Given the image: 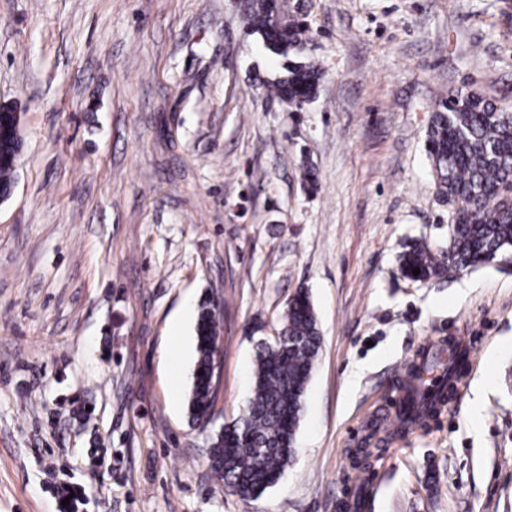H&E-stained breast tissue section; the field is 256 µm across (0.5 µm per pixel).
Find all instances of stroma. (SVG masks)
<instances>
[{
	"label": "stroma",
	"instance_id": "35a3bbf8",
	"mask_svg": "<svg viewBox=\"0 0 512 512\" xmlns=\"http://www.w3.org/2000/svg\"><path fill=\"white\" fill-rule=\"evenodd\" d=\"M291 2L323 72L298 112L267 94L286 61L246 0H0L23 137L0 203V512H512V263L416 282L398 261L448 243L426 152L441 101L512 108V0ZM300 289L321 351L293 458L246 501L188 418L196 320L176 366L171 323L221 301L228 423ZM442 336L471 352L459 394L379 441Z\"/></svg>",
	"mask_w": 512,
	"mask_h": 512
}]
</instances>
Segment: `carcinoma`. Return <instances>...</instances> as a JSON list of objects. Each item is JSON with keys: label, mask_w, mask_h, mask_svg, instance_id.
<instances>
[{"label": "carcinoma", "mask_w": 512, "mask_h": 512, "mask_svg": "<svg viewBox=\"0 0 512 512\" xmlns=\"http://www.w3.org/2000/svg\"><path fill=\"white\" fill-rule=\"evenodd\" d=\"M243 26L261 36L276 55L304 54L311 34L294 15L277 12L269 0H250ZM321 70L291 61L287 75L268 86L280 102L311 101ZM438 195L453 206L448 247L432 251L410 244L400 255L401 274L414 281L492 263L512 252V111L476 92L458 93L441 102L427 134ZM420 269L413 275V269ZM219 311L214 300L197 314L196 360L188 398L189 418L209 423L216 387L214 363L220 355ZM282 346L259 344L253 362L252 396L241 415L206 436L209 468L215 478L248 501L275 485L294 454L304 412V396L321 348L314 306L305 290L288 301L282 317ZM427 359L406 372L410 409L397 414L392 435L423 427L442 400L443 388L424 387Z\"/></svg>", "instance_id": "obj_1"}]
</instances>
